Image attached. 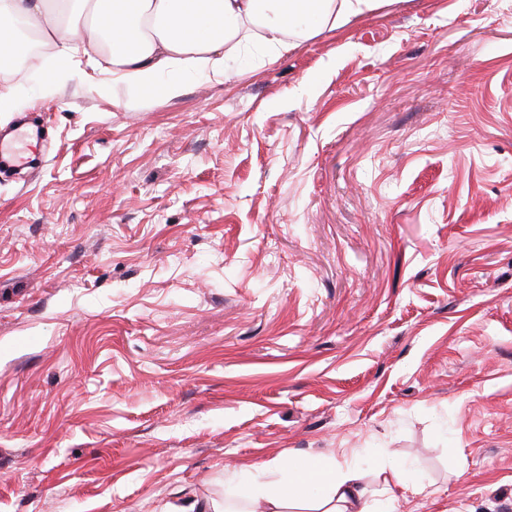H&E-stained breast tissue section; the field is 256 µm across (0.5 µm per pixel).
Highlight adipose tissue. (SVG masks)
<instances>
[{"mask_svg":"<svg viewBox=\"0 0 512 512\" xmlns=\"http://www.w3.org/2000/svg\"><path fill=\"white\" fill-rule=\"evenodd\" d=\"M379 0H0V59L16 49L15 33L32 28L65 61L94 59L111 42L113 79L144 91L162 89L170 98L181 81L159 84L160 75L178 71L223 79L224 60L245 39V27L258 29L264 43L285 51L304 37L310 17L342 24L377 8ZM286 483H252L262 512H375V496L396 500L419 489L398 465L382 469L375 491L365 472L330 459L275 460Z\"/></svg>","mask_w":512,"mask_h":512,"instance_id":"ef3b65f1","label":"adipose tissue"}]
</instances>
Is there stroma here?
<instances>
[{"label": "stroma", "instance_id": "obj_1", "mask_svg": "<svg viewBox=\"0 0 512 512\" xmlns=\"http://www.w3.org/2000/svg\"><path fill=\"white\" fill-rule=\"evenodd\" d=\"M48 52L0 132V512H202L225 466L512 512V0H383L180 97Z\"/></svg>", "mask_w": 512, "mask_h": 512}]
</instances>
